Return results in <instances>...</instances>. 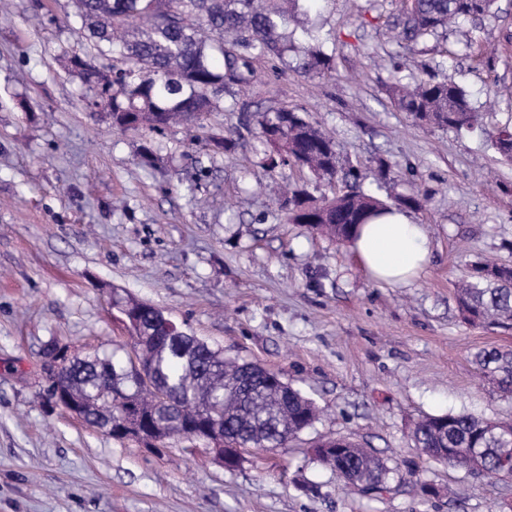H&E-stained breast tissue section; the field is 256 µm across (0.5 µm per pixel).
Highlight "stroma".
I'll use <instances>...</instances> for the list:
<instances>
[{"instance_id":"stroma-1","label":"stroma","mask_w":512,"mask_h":512,"mask_svg":"<svg viewBox=\"0 0 512 512\" xmlns=\"http://www.w3.org/2000/svg\"><path fill=\"white\" fill-rule=\"evenodd\" d=\"M0 26V512H497L504 483L430 459L409 437L427 414L512 416L484 380L481 349L512 350V325L462 323L455 285L472 261L512 263V165L482 138L413 122L386 88L406 62L402 0H302L303 28L334 50L319 76L263 61L234 113L199 126L120 132L66 66L90 46L72 0H10ZM436 79L463 87L485 126L512 121V0L429 42ZM306 110L362 187L416 186L431 261L409 284L370 278L346 244L286 220L254 164L259 111ZM229 134L230 148L211 135ZM397 180L377 183L378 160ZM151 303L225 356L281 372L320 415L287 447L245 452L235 470L185 442L156 453L89 428L47 398L43 352L129 347L113 294ZM397 468L395 492L345 493L316 460L326 436Z\"/></svg>"}]
</instances>
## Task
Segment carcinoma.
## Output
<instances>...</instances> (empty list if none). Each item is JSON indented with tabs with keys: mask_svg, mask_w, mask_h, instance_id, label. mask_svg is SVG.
Here are the masks:
<instances>
[{
	"mask_svg": "<svg viewBox=\"0 0 512 512\" xmlns=\"http://www.w3.org/2000/svg\"><path fill=\"white\" fill-rule=\"evenodd\" d=\"M80 32L95 55L97 83L108 87L98 94L85 74L74 70L95 96V106L112 114L120 131L164 130L172 125H198L208 112H233L236 102L224 94L251 84L256 63L276 58L288 64L294 54L306 73L324 76L332 56L321 46L304 45L290 29L294 14L288 4L299 0H72ZM494 0H405L401 36L411 55L428 37L462 20L490 13ZM391 103L424 125L459 133H481L504 160L512 151L502 146L501 130L480 123L465 90L446 79H397L388 87ZM468 114L457 122V111ZM264 150L256 165L266 171L290 164L319 179L341 175L344 190L321 200L293 187L284 208L288 222L304 224L338 242L349 241L358 226L380 210L390 208L365 192L360 172L340 162L336 144L306 112L286 106L268 108L259 120ZM456 304L468 324L512 323V264L478 259L469 279L456 290ZM133 352L153 378L156 389L170 398L156 403L152 390L139 386L127 359L117 350L95 349L75 356L60 378L79 398L95 404L91 423L151 421L157 432L174 440L185 423L207 414L224 421V439L244 448L263 443L285 448L289 439L313 426L318 417L314 401L302 390L280 381L253 362L227 358L208 342L182 333L165 335L161 309L144 305L140 327L132 337ZM475 359L484 378L512 392V350H481ZM417 448H465L490 478L502 459L512 455V419L490 420L472 413L426 415L413 424ZM316 458L331 467L344 487L359 494L389 490L395 468L387 461L347 441L319 442Z\"/></svg>",
	"mask_w": 512,
	"mask_h": 512,
	"instance_id": "cac0c4a2",
	"label": "carcinoma"
}]
</instances>
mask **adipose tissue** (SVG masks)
I'll list each match as a JSON object with an SVG mask.
<instances>
[{
	"instance_id": "ef3b65f1",
	"label": "adipose tissue",
	"mask_w": 512,
	"mask_h": 512,
	"mask_svg": "<svg viewBox=\"0 0 512 512\" xmlns=\"http://www.w3.org/2000/svg\"><path fill=\"white\" fill-rule=\"evenodd\" d=\"M349 247L368 275L388 284L419 278L430 261L428 233L402 209L383 212L360 225Z\"/></svg>"
}]
</instances>
